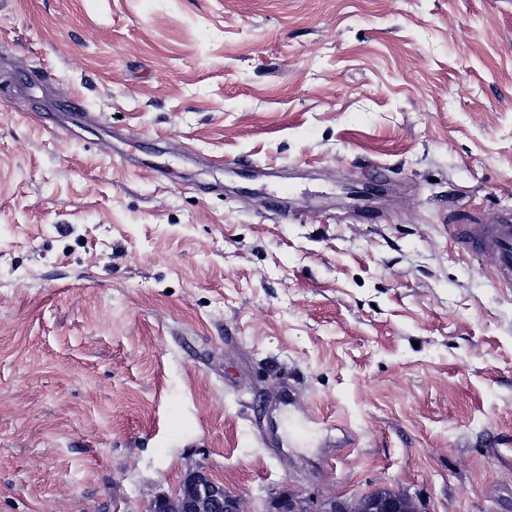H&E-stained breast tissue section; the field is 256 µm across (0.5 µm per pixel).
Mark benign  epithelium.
Returning <instances> with one entry per match:
<instances>
[{"instance_id": "7a95c632", "label": "benign epithelium", "mask_w": 512, "mask_h": 512, "mask_svg": "<svg viewBox=\"0 0 512 512\" xmlns=\"http://www.w3.org/2000/svg\"><path fill=\"white\" fill-rule=\"evenodd\" d=\"M409 501L406 496L382 497L371 493L359 501L351 512H406ZM147 512H246L239 496L213 480L203 467L190 471L174 495H158L150 503Z\"/></svg>"}]
</instances>
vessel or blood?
I'll return each mask as SVG.
<instances>
[{
    "label": "vessel or blood",
    "instance_id": "b4317fda",
    "mask_svg": "<svg viewBox=\"0 0 512 512\" xmlns=\"http://www.w3.org/2000/svg\"><path fill=\"white\" fill-rule=\"evenodd\" d=\"M448 235L461 251L490 259L495 285L512 290V211L499 213L490 223L470 215L466 223L449 225Z\"/></svg>",
    "mask_w": 512,
    "mask_h": 512
}]
</instances>
